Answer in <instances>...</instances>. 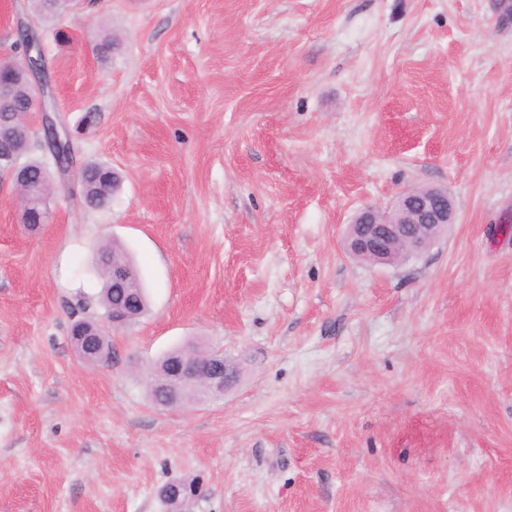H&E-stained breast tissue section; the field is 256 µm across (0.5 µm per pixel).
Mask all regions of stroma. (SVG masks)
Wrapping results in <instances>:
<instances>
[{
  "instance_id": "obj_1",
  "label": "stroma",
  "mask_w": 512,
  "mask_h": 512,
  "mask_svg": "<svg viewBox=\"0 0 512 512\" xmlns=\"http://www.w3.org/2000/svg\"><path fill=\"white\" fill-rule=\"evenodd\" d=\"M43 22L57 112L122 177L58 188L38 233L0 186V512H512V25L497 0H79ZM119 43L111 63L92 48ZM447 188L399 266L343 248L359 209ZM149 310L86 363L92 248ZM223 350L224 398L146 372Z\"/></svg>"
}]
</instances>
